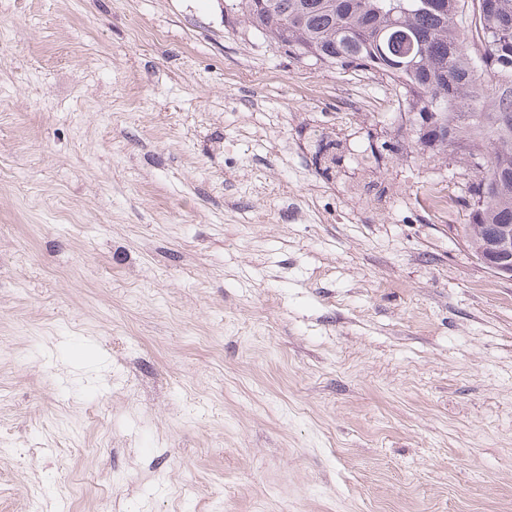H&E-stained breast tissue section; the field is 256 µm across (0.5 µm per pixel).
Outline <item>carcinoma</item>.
Wrapping results in <instances>:
<instances>
[{"instance_id":"carcinoma-1","label":"carcinoma","mask_w":512,"mask_h":512,"mask_svg":"<svg viewBox=\"0 0 512 512\" xmlns=\"http://www.w3.org/2000/svg\"><path fill=\"white\" fill-rule=\"evenodd\" d=\"M248 26L291 56L373 70L404 90L410 126L432 155L486 150L466 227L512 222V0H230ZM468 10L467 28L458 27ZM407 37L403 58L387 41ZM489 102L491 121L469 119Z\"/></svg>"}]
</instances>
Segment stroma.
Segmentation results:
<instances>
[{"label": "stroma", "instance_id": "1", "mask_svg": "<svg viewBox=\"0 0 512 512\" xmlns=\"http://www.w3.org/2000/svg\"><path fill=\"white\" fill-rule=\"evenodd\" d=\"M225 0H0V512H512L475 159Z\"/></svg>", "mask_w": 512, "mask_h": 512}]
</instances>
